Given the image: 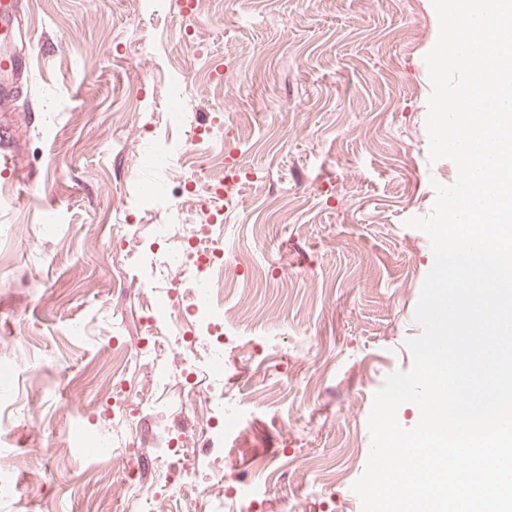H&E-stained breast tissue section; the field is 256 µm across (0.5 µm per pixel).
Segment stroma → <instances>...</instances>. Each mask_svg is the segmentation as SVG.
Returning <instances> with one entry per match:
<instances>
[{"instance_id": "1", "label": "stroma", "mask_w": 512, "mask_h": 512, "mask_svg": "<svg viewBox=\"0 0 512 512\" xmlns=\"http://www.w3.org/2000/svg\"><path fill=\"white\" fill-rule=\"evenodd\" d=\"M32 52L8 119L19 183L0 181V512H138L112 485L111 461L71 443L120 434L142 449L141 480L166 460L144 448L151 419L112 418V383L165 401L173 434L203 437L205 351L181 291L195 257L156 289L135 245L170 224L133 203L154 169L151 133L186 143L223 126L230 165L246 169L241 204L224 221L227 269L218 302L235 308L231 340L276 338L224 351V390L245 415L224 441L237 469L262 474L259 512H362L351 484L371 445L368 417L388 375L408 370L431 242L406 220L430 213L452 161L428 159L431 92L425 55L436 41L430 0H26ZM245 85L219 84V69ZM185 77L187 120L166 119L168 73ZM171 226L179 235L180 225ZM182 337L166 348L165 387L114 346L141 342L157 298ZM195 362L192 374L181 362ZM346 470L317 482L312 459Z\"/></svg>"}]
</instances>
